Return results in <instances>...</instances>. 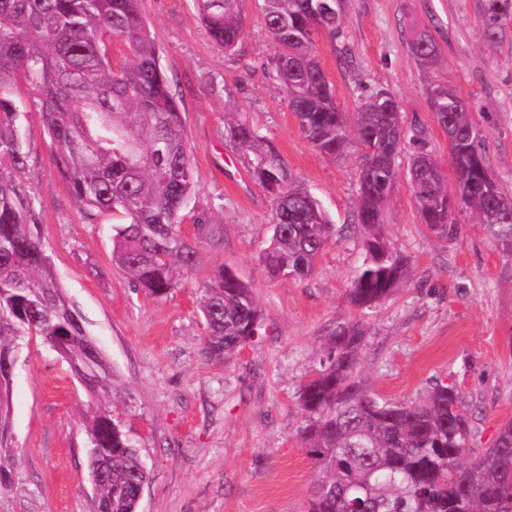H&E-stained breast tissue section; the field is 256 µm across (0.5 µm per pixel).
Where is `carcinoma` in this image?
Masks as SVG:
<instances>
[{
  "instance_id": "obj_1",
  "label": "carcinoma",
  "mask_w": 512,
  "mask_h": 512,
  "mask_svg": "<svg viewBox=\"0 0 512 512\" xmlns=\"http://www.w3.org/2000/svg\"><path fill=\"white\" fill-rule=\"evenodd\" d=\"M241 0H195L212 42L230 53L244 22ZM142 0H0V357L16 355L35 337L68 360L96 395L112 386V369L85 334L42 244L27 190L17 173L26 164L22 112L8 78L19 73L38 107L57 167L73 197L94 212L118 211L112 261L135 288L164 296L197 264L198 252L181 228L180 213L196 196L193 152L183 113L150 38ZM344 0H263L266 30L278 48L277 76L299 128L332 158L351 142L360 151L357 223L366 248L347 292L356 308L375 305L401 281L404 261L390 246L382 211L396 179L395 159L406 131L401 102L379 91L349 122L311 50L320 31L341 34ZM482 40L501 43L512 18V0H478ZM129 51L112 64L108 44ZM408 46L426 64L439 57L425 29L410 28ZM428 95L438 125L448 134L456 197L438 162L420 150L411 155L410 187L421 223L447 229L456 208H471L488 235L512 253V199L499 190L482 150L484 129L453 89ZM227 136L243 155L251 181L273 200L270 244L261 254L265 272L305 280L335 229L322 205L295 178L275 147L239 113L226 120ZM195 238L210 239L206 211L193 217ZM203 351L223 363L259 335L264 313L252 288L229 270L205 284L199 297ZM366 327L350 320L327 340L325 359L299 389L304 412L303 451L315 467L306 512H512V422L491 448L473 447L468 416L456 387L436 384L426 399L396 402L368 394L360 360ZM12 374L0 370V488L15 456L8 432ZM90 464L104 476L95 512H137L148 471L135 441L113 419L107 404L87 421Z\"/></svg>"
}]
</instances>
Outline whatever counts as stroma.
I'll return each mask as SVG.
<instances>
[{
  "instance_id": "35a3bbf8",
  "label": "stroma",
  "mask_w": 512,
  "mask_h": 512,
  "mask_svg": "<svg viewBox=\"0 0 512 512\" xmlns=\"http://www.w3.org/2000/svg\"><path fill=\"white\" fill-rule=\"evenodd\" d=\"M477 0H346L342 33L318 34L313 50L343 112L354 114L380 90L401 101L406 129L422 132L395 160L397 178L383 212L387 238L407 260L384 301H347L361 266L356 224L360 157L316 151L288 106L274 72L277 48L263 0H242L245 25L235 53L206 34L193 0H143L142 12L185 117L197 180V208L220 234L198 244L199 261L179 288L149 296L112 263L118 215L87 219L59 174L20 76L11 84L24 117L27 166L19 174L40 235L67 298L112 367V410L138 443L149 472L138 512H304L315 468L302 449L300 385L318 368L339 322L368 327L361 375L368 393L422 400L454 384L475 430L492 447L512 421V255L488 236L473 210L445 233L422 224L409 186L418 149L448 161V137L428 88L461 91L485 132L487 165L512 199V20L496 47L485 46ZM431 32L439 61L422 68L408 47L410 27ZM247 120L280 152L294 177L320 201L336 237L306 280L268 277L260 252L271 236V201L247 177L224 132V111ZM249 282L265 314L255 342L228 362L202 354L198 297L218 269ZM94 404L55 350L35 340L13 371L12 446L20 459L0 512H93L84 416Z\"/></svg>"
}]
</instances>
